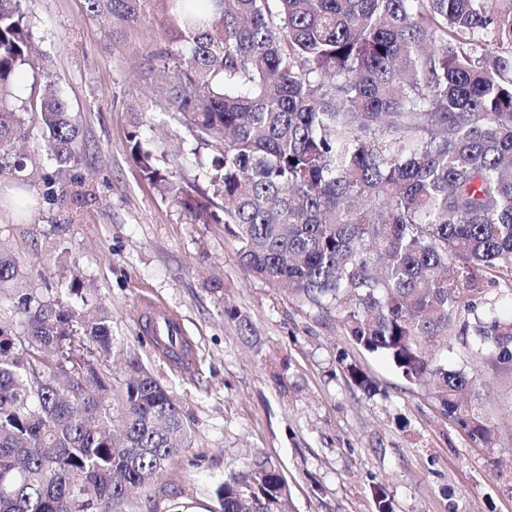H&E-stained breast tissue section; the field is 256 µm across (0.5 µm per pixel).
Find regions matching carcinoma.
Returning <instances> with one entry per match:
<instances>
[{"instance_id":"obj_1","label":"carcinoma","mask_w":512,"mask_h":512,"mask_svg":"<svg viewBox=\"0 0 512 512\" xmlns=\"http://www.w3.org/2000/svg\"><path fill=\"white\" fill-rule=\"evenodd\" d=\"M119 27L146 0H87ZM168 42L150 72L194 139L216 148L217 203L169 179L128 142L142 177L203 224H222L244 266L336 315L351 340L423 384L486 445L495 428L479 374L450 370L436 342L462 320L477 353L512 372V315L480 311L484 279L512 302V0H163ZM32 0H0V172H22L21 111L64 201L82 143L52 88L18 107L36 51ZM0 207L23 214L19 192ZM23 277L0 252V286ZM0 318V512H127L186 448L184 409L141 362L112 372V317L73 279L19 288ZM220 512H293L261 453L224 477Z\"/></svg>"}]
</instances>
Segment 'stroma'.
<instances>
[{"label": "stroma", "mask_w": 512, "mask_h": 512, "mask_svg": "<svg viewBox=\"0 0 512 512\" xmlns=\"http://www.w3.org/2000/svg\"><path fill=\"white\" fill-rule=\"evenodd\" d=\"M161 13V0H148L139 23L115 34L87 0H35L44 59L24 67L14 92L22 103L51 83L68 98L86 149L82 193L22 218L0 213V249L22 258L30 286L88 281L112 316L115 368L138 356L184 408L192 446L134 493V512H166L173 501L216 512L225 474L257 452L283 470L294 512H377V485L394 512H512V374L467 356L457 334L440 350L449 368L487 385L496 443L473 440L336 318L250 274L223 225L197 223L142 179L127 140L140 110L162 172L211 189L213 147L194 140L149 72L165 43ZM148 298L183 317L190 373L174 371L142 334ZM241 314L252 332L240 330ZM350 365L368 389L352 383Z\"/></svg>", "instance_id": "35a3bbf8"}]
</instances>
